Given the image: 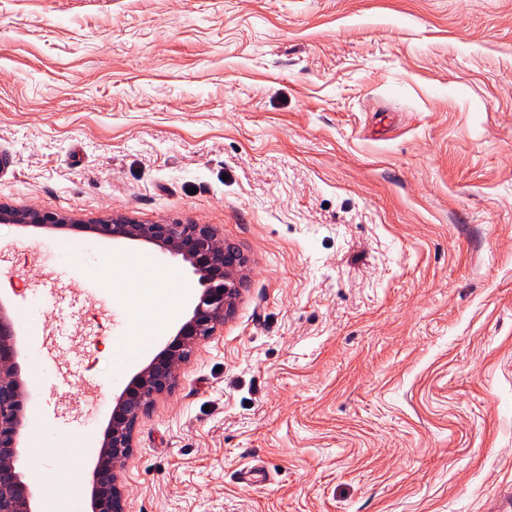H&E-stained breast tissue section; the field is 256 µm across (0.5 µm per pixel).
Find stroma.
<instances>
[{
  "mask_svg": "<svg viewBox=\"0 0 512 512\" xmlns=\"http://www.w3.org/2000/svg\"><path fill=\"white\" fill-rule=\"evenodd\" d=\"M0 204L208 224L239 295L134 431L125 512H488L512 485V0H0ZM106 283L160 248L0 224L35 512H91L122 377ZM86 444L72 456L75 443Z\"/></svg>",
  "mask_w": 512,
  "mask_h": 512,
  "instance_id": "obj_1",
  "label": "stroma"
}]
</instances>
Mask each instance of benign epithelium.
<instances>
[{"instance_id": "7a95c632", "label": "benign epithelium", "mask_w": 512, "mask_h": 512, "mask_svg": "<svg viewBox=\"0 0 512 512\" xmlns=\"http://www.w3.org/2000/svg\"><path fill=\"white\" fill-rule=\"evenodd\" d=\"M0 222L61 227L67 219L54 213H19L0 205ZM90 229L106 240L150 243L188 263L202 286L189 318L173 339L134 375L116 399L93 470L91 512H125L118 468L132 451L135 426L156 397L171 391L178 369L196 341L223 326L238 295L237 269L244 259L224 246L207 224H136L124 218L103 220ZM18 336L13 316L0 301V512H34L29 482L17 470L21 430L26 419L18 374Z\"/></svg>"}]
</instances>
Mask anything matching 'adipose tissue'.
I'll use <instances>...</instances> for the list:
<instances>
[{"mask_svg": "<svg viewBox=\"0 0 512 512\" xmlns=\"http://www.w3.org/2000/svg\"><path fill=\"white\" fill-rule=\"evenodd\" d=\"M110 263L116 272L112 280V293L120 300L128 297L137 277L153 267L149 258L127 253L112 255ZM188 293V286L176 280L171 287L161 289L155 297L136 304L135 319L127 333L112 337L110 340V347L118 366H125L133 361L134 357L142 355L153 346L169 317L167 299L173 295L183 298Z\"/></svg>", "mask_w": 512, "mask_h": 512, "instance_id": "1", "label": "adipose tissue"}]
</instances>
